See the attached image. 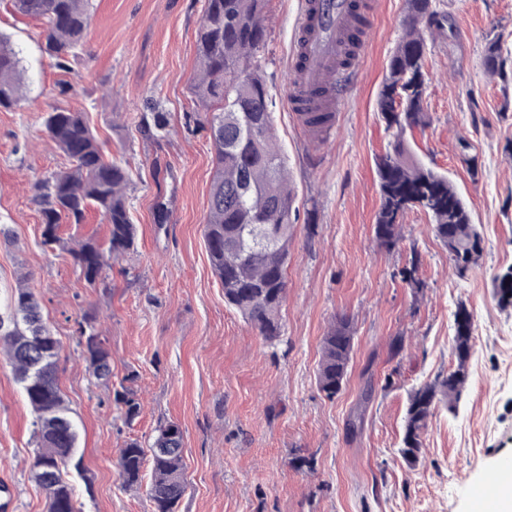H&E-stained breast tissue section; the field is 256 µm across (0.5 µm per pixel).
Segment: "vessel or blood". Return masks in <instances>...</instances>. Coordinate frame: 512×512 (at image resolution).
Masks as SVG:
<instances>
[{
  "label": "vessel or blood",
  "instance_id": "obj_1",
  "mask_svg": "<svg viewBox=\"0 0 512 512\" xmlns=\"http://www.w3.org/2000/svg\"><path fill=\"white\" fill-rule=\"evenodd\" d=\"M352 0H303L296 24L298 51L293 58L294 83L289 107L299 123L321 108L342 112L346 89L355 76L354 64H341L343 43L353 26ZM512 476V457L499 459L496 473L479 494L481 504L496 497L504 478Z\"/></svg>",
  "mask_w": 512,
  "mask_h": 512
}]
</instances>
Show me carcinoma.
<instances>
[{
    "label": "carcinoma",
    "instance_id": "obj_1",
    "mask_svg": "<svg viewBox=\"0 0 512 512\" xmlns=\"http://www.w3.org/2000/svg\"><path fill=\"white\" fill-rule=\"evenodd\" d=\"M14 10L44 23V51L57 65L85 37L90 0H11ZM266 0H206L197 36L194 100L205 106L215 152L205 242L224 299L266 341L281 336V308L286 293L292 224L293 188L288 166L273 135L275 106L263 76L262 51L266 40ZM447 15L436 0H406L402 36L390 55L387 74L377 95V106L390 132L386 153L376 165L381 206L374 235L388 250L400 240L397 217L420 209L432 220L434 236L448 246V230L463 251L484 249L472 224L467 204L448 177L426 166L414 149L413 133L429 121L424 110V66L427 37L445 34ZM504 35L486 40L487 72L503 74ZM24 69L15 50L0 38V108L20 99ZM50 139L71 166L35 185L41 204V234L46 243L60 241L61 223L81 224L93 206L108 225L107 249L86 241L69 249L74 263L89 284L96 282L105 254L119 257L134 246L136 228L127 207L128 169L104 157L84 115L56 108L44 119ZM497 303L512 307L506 295L512 281L494 278ZM12 312L0 317V353L23 384L34 416L36 442L32 462L35 482L47 494V512H66L74 500L63 471L73 459L77 431L58 382L60 341L44 320L35 294L19 288ZM85 360L98 379L112 377V355L105 339L87 326ZM355 329L346 316L336 317L322 338L316 373L319 390L333 399L344 388L354 345ZM455 368L446 376L414 388L404 417L402 446L405 461L414 466L422 436L440 408L456 410L469 378L472 351V315L465 305L455 312L452 337ZM120 402L129 421L140 414L133 392L125 390ZM118 467L128 489L146 487L153 512H178L186 493L183 432L174 422L162 424L152 445L132 440L120 450Z\"/></svg>",
    "mask_w": 512,
    "mask_h": 512
}]
</instances>
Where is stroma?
I'll list each match as a JSON object with an SVG mask.
<instances>
[{"instance_id":"1","label":"stroma","mask_w":512,"mask_h":512,"mask_svg":"<svg viewBox=\"0 0 512 512\" xmlns=\"http://www.w3.org/2000/svg\"><path fill=\"white\" fill-rule=\"evenodd\" d=\"M438 2L452 33L428 44L430 123L416 133V151L467 201L482 259L458 274L417 209L405 214L395 248L374 237L375 159L387 142L377 93L405 0H377L357 77L324 143L312 142L288 108L299 0H268L264 76L297 210L283 337L269 343L225 302L203 238L214 150L191 84L205 0H91L87 33L62 68L41 49L42 24L0 0V34L26 70L19 102L0 109V315H9L16 288H30L61 343L59 385L79 433L80 466L66 478L79 512H152L145 490L123 487L117 461L127 441L150 445L167 421L183 432L180 512H482L477 489L512 456V308L493 296L495 275L512 266V0ZM494 30L509 34V62L492 76L482 52ZM155 104L169 114L162 139L138 127ZM57 107L84 113L106 157L130 174L134 249L109 259L92 286L69 249L105 240L98 212L63 225L60 243L47 245L33 199L36 181L69 166L43 128ZM411 266L412 284L400 276ZM461 303L474 315L469 382L457 413L432 419L412 467L399 453L408 394L453 369ZM339 315L351 319L355 340L346 385L330 400L316 370ZM86 320L111 351L109 380L96 379L81 354ZM125 387L141 404L131 421L116 402ZM32 420L0 357V475L15 485L16 512L47 510L30 475ZM300 457L312 469L297 467Z\"/></svg>"}]
</instances>
